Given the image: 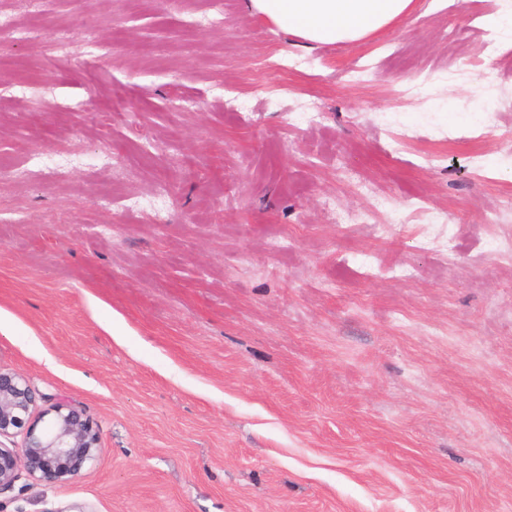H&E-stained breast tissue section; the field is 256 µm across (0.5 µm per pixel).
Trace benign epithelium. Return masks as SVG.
<instances>
[{
	"mask_svg": "<svg viewBox=\"0 0 512 512\" xmlns=\"http://www.w3.org/2000/svg\"><path fill=\"white\" fill-rule=\"evenodd\" d=\"M38 393L20 375L0 370V438L23 431L20 444L0 441V491L27 476L45 485L78 477L101 453L98 432L81 409L52 406L53 417L32 419Z\"/></svg>",
	"mask_w": 512,
	"mask_h": 512,
	"instance_id": "7a95c632",
	"label": "benign epithelium"
}]
</instances>
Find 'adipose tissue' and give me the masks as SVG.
Segmentation results:
<instances>
[{
  "mask_svg": "<svg viewBox=\"0 0 512 512\" xmlns=\"http://www.w3.org/2000/svg\"><path fill=\"white\" fill-rule=\"evenodd\" d=\"M414 0H246L252 14L301 39L359 41L392 25Z\"/></svg>",
  "mask_w": 512,
  "mask_h": 512,
  "instance_id": "1",
  "label": "adipose tissue"
}]
</instances>
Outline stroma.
Returning <instances> with one entry per match:
<instances>
[{"label": "stroma", "instance_id": "obj_1", "mask_svg": "<svg viewBox=\"0 0 512 512\" xmlns=\"http://www.w3.org/2000/svg\"><path fill=\"white\" fill-rule=\"evenodd\" d=\"M0 10V369L102 448L0 512H512V0ZM414 0H247L248 9L277 28L321 44L359 41L392 25Z\"/></svg>", "mask_w": 512, "mask_h": 512}]
</instances>
